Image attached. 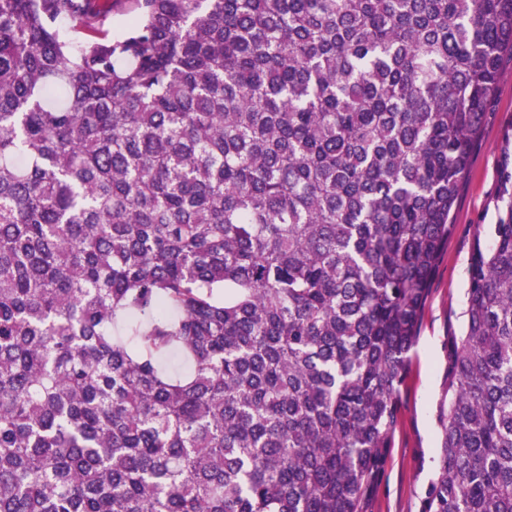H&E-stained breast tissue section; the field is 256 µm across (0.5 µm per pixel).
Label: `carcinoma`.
<instances>
[{
  "mask_svg": "<svg viewBox=\"0 0 512 512\" xmlns=\"http://www.w3.org/2000/svg\"><path fill=\"white\" fill-rule=\"evenodd\" d=\"M134 3L0 0V512H363L512 0ZM468 281L419 512H512V209ZM132 7L130 0L112 2V12L108 15L104 24V28L108 29L112 36L117 37L125 33L129 21L134 15Z\"/></svg>",
  "mask_w": 512,
  "mask_h": 512,
  "instance_id": "1",
  "label": "carcinoma"
}]
</instances>
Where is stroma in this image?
<instances>
[{"label": "stroma", "mask_w": 512, "mask_h": 512, "mask_svg": "<svg viewBox=\"0 0 512 512\" xmlns=\"http://www.w3.org/2000/svg\"><path fill=\"white\" fill-rule=\"evenodd\" d=\"M508 156L512 157L511 59L503 62L499 92L487 110L455 211V229L430 282L385 465L365 498L364 512H419L437 465L436 415L445 391L448 341L464 329L462 312L474 244L490 243V229L506 208L499 172Z\"/></svg>", "instance_id": "obj_1"}]
</instances>
